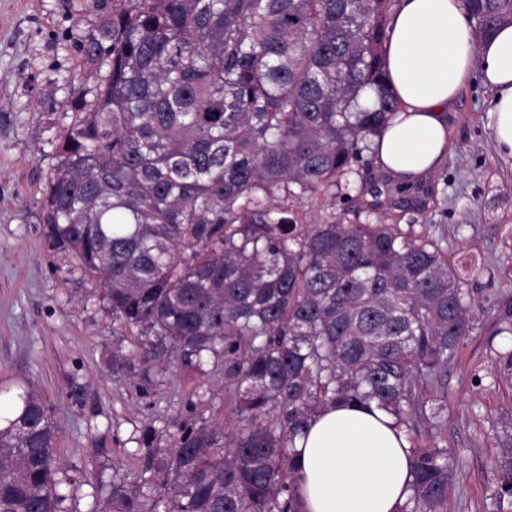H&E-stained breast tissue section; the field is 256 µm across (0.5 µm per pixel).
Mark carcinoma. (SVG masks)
<instances>
[{
    "label": "carcinoma",
    "instance_id": "1",
    "mask_svg": "<svg viewBox=\"0 0 512 512\" xmlns=\"http://www.w3.org/2000/svg\"><path fill=\"white\" fill-rule=\"evenodd\" d=\"M399 0H112L80 43L98 75L68 100L44 232L101 283L120 326L108 369L155 387L178 357L224 368L219 421H146L135 479L99 512H300L293 439L331 405L371 403L406 432L400 512H448V362L474 299L443 240L307 223L279 204L336 199L398 114L384 49ZM476 40L512 0H463ZM512 336V292L494 335ZM512 382V349L497 354ZM57 429L25 384L0 415V512H64ZM497 495L512 499V448Z\"/></svg>",
    "mask_w": 512,
    "mask_h": 512
}]
</instances>
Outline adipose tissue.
Segmentation results:
<instances>
[{
    "label": "adipose tissue",
    "instance_id": "ef3b65f1",
    "mask_svg": "<svg viewBox=\"0 0 512 512\" xmlns=\"http://www.w3.org/2000/svg\"><path fill=\"white\" fill-rule=\"evenodd\" d=\"M390 27L385 67L400 111L376 139L377 163L405 183L433 172L448 106L475 79L494 92L496 148L512 158V25L478 45L463 0H399ZM294 453L302 512H398L409 495L410 443L375 406L327 407Z\"/></svg>",
    "mask_w": 512,
    "mask_h": 512
}]
</instances>
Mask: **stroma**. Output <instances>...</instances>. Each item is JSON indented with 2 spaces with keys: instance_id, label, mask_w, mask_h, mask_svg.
Masks as SVG:
<instances>
[{
  "instance_id": "stroma-1",
  "label": "stroma",
  "mask_w": 512,
  "mask_h": 512,
  "mask_svg": "<svg viewBox=\"0 0 512 512\" xmlns=\"http://www.w3.org/2000/svg\"><path fill=\"white\" fill-rule=\"evenodd\" d=\"M99 14L98 0H0V389L32 382L50 407L66 512H93L98 483L134 475L144 421L165 428L178 413L225 416L223 370L203 378L178 360L155 388L113 377L106 358L117 326L102 288L71 270L44 235L39 200L59 163L67 100L93 84L77 46ZM493 99L477 80L459 93L441 163L408 193L422 209L373 196L392 180L369 156L350 174L348 198L315 208L316 216L354 224L378 205L402 232L444 238L460 275L495 269L494 280H467L477 328L448 365L445 434L458 452L448 512H512L495 500L498 463L512 446V386L495 367L507 341L495 335L488 310L512 290V159L495 149ZM201 388L211 405L189 409Z\"/></svg>"
}]
</instances>
